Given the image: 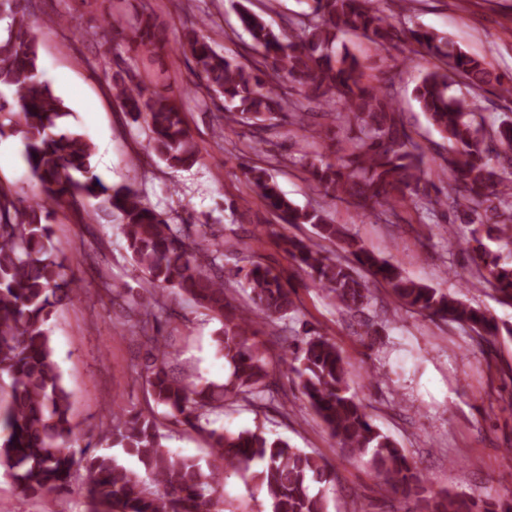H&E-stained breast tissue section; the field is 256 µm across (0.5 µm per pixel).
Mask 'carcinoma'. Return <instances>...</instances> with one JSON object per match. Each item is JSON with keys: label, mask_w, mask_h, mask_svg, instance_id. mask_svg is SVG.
<instances>
[{"label": "carcinoma", "mask_w": 512, "mask_h": 512, "mask_svg": "<svg viewBox=\"0 0 512 512\" xmlns=\"http://www.w3.org/2000/svg\"><path fill=\"white\" fill-rule=\"evenodd\" d=\"M311 19L303 35L292 41L261 14L238 7L242 29L255 54L241 62L216 51L194 27L179 41L193 58L200 85L224 99L227 119L249 127L256 142L283 122L322 139L327 117L352 123L335 162H307L311 181L325 196L367 213L395 211L407 202L432 214L440 209L472 225L463 239L469 257L467 275L491 287L499 300L512 305V117L489 119L470 94L487 87L512 95V77L495 72L483 58L463 51L447 35L407 23H395L372 0H310ZM7 20V39H0V88L12 92L13 103L0 94V136L19 134L24 157L37 179L41 202L22 207L15 194L0 186V377L10 379L8 400L0 405V467L21 492L42 495L68 489L84 468L85 498L90 512H212L220 501L219 473L194 457L174 456L165 449L155 410L112 413L99 427L98 441L118 447L138 462L132 469L88 442L75 451L72 395L63 383L50 330L52 308L77 294L63 261L52 246L48 222L52 206L93 199L96 209L116 217L136 269L153 293L126 307L136 317L133 333L149 348L139 377L162 417L207 434L211 455L224 466L250 473L270 512H328L321 484L335 480L328 461L251 430L210 429V415L239 402L256 408L285 406L288 393L269 372L265 352L256 341L258 325L276 330L289 352V370L300 393L346 460L364 461L377 482L410 503L408 512H512V498H480L465 491L428 489L418 462L373 424L367 407L351 392L347 362L336 342L322 334L287 336L279 323L296 312L282 277L258 261H249L237 283L250 305H234L224 284V244L192 238L190 225L169 223L127 186L102 184L92 172L94 145L74 129L64 130L71 115L39 73L38 45L30 34L23 0H0V20ZM349 33L369 38L389 52L404 45L405 60L437 61L414 88V98L427 121L448 143L439 169L428 164L425 149L403 123L394 97L365 77L367 66L347 46L336 47ZM298 88L302 99L287 104L283 85ZM462 85L467 93L454 95ZM118 105L143 123L146 150L170 168H189L197 149L183 112L170 98L149 92L130 77H112ZM316 103L329 108L312 112ZM259 195L286 224H310L315 237L279 236L288 259L305 272L314 287L350 313L369 303V282L383 283L403 307L456 323L479 341L503 334L512 324L498 322L479 305L458 299L406 277L389 259L363 248L344 225L334 224L318 209L294 205L268 169L248 170ZM331 243L344 259L328 254ZM168 290L188 295L206 315L220 323L218 351L229 365L222 385L199 386L173 375V337L159 335L167 313L161 296Z\"/></svg>", "instance_id": "cac0c4a2"}]
</instances>
